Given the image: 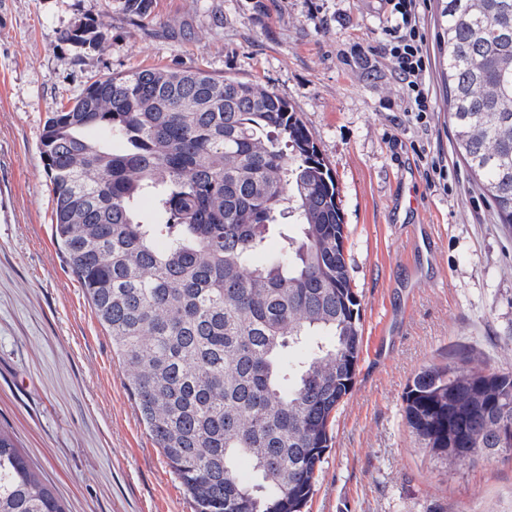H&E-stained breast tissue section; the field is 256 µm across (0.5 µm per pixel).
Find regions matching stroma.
Returning <instances> with one entry per match:
<instances>
[{
  "mask_svg": "<svg viewBox=\"0 0 512 512\" xmlns=\"http://www.w3.org/2000/svg\"><path fill=\"white\" fill-rule=\"evenodd\" d=\"M106 16L94 46L66 31ZM428 125L384 55L385 0H0V425L68 512H195L144 427L112 340L57 245L40 143L93 81L164 67L257 81L297 113L331 168L361 302L354 383L303 512H512V461L450 469L405 392L455 353L512 372V227L499 223L448 121L438 0H423ZM439 164L444 181L428 180ZM426 226L434 258L411 255Z\"/></svg>",
  "mask_w": 512,
  "mask_h": 512,
  "instance_id": "1",
  "label": "stroma"
}]
</instances>
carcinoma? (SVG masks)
Wrapping results in <instances>:
<instances>
[{
	"label": "carcinoma",
	"mask_w": 512,
	"mask_h": 512,
	"mask_svg": "<svg viewBox=\"0 0 512 512\" xmlns=\"http://www.w3.org/2000/svg\"><path fill=\"white\" fill-rule=\"evenodd\" d=\"M441 17L456 145L511 226L512 0ZM41 146L56 241L196 512H301L363 336L336 180L296 112L259 82L144 68L92 82ZM404 413L449 468L512 460V373L475 355L417 373ZM0 512H65L1 428Z\"/></svg>",
	"instance_id": "cac0c4a2"
}]
</instances>
